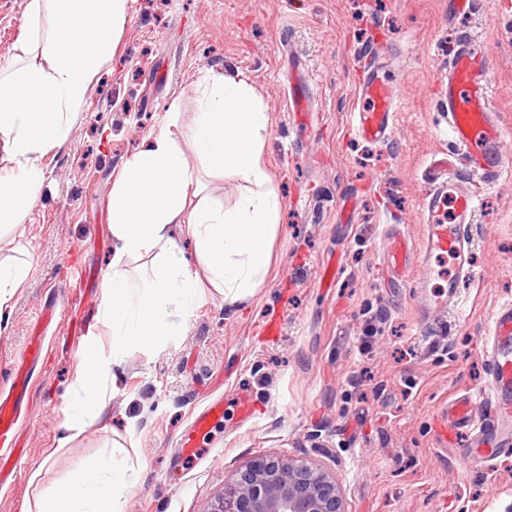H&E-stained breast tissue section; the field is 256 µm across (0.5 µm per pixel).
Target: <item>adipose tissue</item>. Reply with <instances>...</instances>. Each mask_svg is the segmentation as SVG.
Segmentation results:
<instances>
[{
  "mask_svg": "<svg viewBox=\"0 0 512 512\" xmlns=\"http://www.w3.org/2000/svg\"><path fill=\"white\" fill-rule=\"evenodd\" d=\"M127 9L128 0H27V33L15 44L12 63L0 66V147L15 165L0 176L1 225L26 222L38 200L41 161L65 142L123 31ZM270 124L243 73L212 71L191 124L181 127L168 117L126 161L112 185L115 245L99 306L112 345L82 364L69 430L82 431L89 413L103 408L128 345L168 347L174 334L169 309L191 314L200 278L230 306L265 283L282 206L263 159ZM185 139L204 168L238 184L233 208L202 196L181 148ZM177 225L194 241L193 260L179 256ZM146 255L150 267L131 274L130 261ZM130 478L127 464H89L67 482L40 490V512H115Z\"/></svg>",
  "mask_w": 512,
  "mask_h": 512,
  "instance_id": "adipose-tissue-1",
  "label": "adipose tissue"
}]
</instances>
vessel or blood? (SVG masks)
<instances>
[{
	"instance_id": "vessel-or-blood-1",
	"label": "vessel or blood",
	"mask_w": 512,
	"mask_h": 512,
	"mask_svg": "<svg viewBox=\"0 0 512 512\" xmlns=\"http://www.w3.org/2000/svg\"><path fill=\"white\" fill-rule=\"evenodd\" d=\"M438 82L445 96L448 133L453 152L435 154L423 172L428 190L422 198L424 235L413 245L403 235L386 236L381 247L395 272H403L417 261L435 257L449 259L445 278L447 296H432L437 307H456L461 279L472 272V256L466 233L477 209V196L467 188L460 168L484 184H496L512 158L502 148L504 133L489 94L490 72L486 49L475 42L457 43L447 71ZM402 79L389 75L379 57L371 63L358 86L353 109V128L365 141L389 142L396 123ZM40 339H31L22 362L12 366L5 385L0 386V462L20 467L23 453L15 448L23 402L31 383V366L43 357ZM488 368L486 386L471 390L442 404L436 411L437 437L441 444L461 448L464 474L484 472L491 461L512 453V306L502 305L491 315L489 336L482 348ZM483 412H476V405ZM224 418V402L210 401L198 411L190 428L176 441L183 457L197 455L209 445L212 433Z\"/></svg>"
}]
</instances>
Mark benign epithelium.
Listing matches in <instances>:
<instances>
[{
  "instance_id": "1",
  "label": "benign epithelium",
  "mask_w": 512,
  "mask_h": 512,
  "mask_svg": "<svg viewBox=\"0 0 512 512\" xmlns=\"http://www.w3.org/2000/svg\"><path fill=\"white\" fill-rule=\"evenodd\" d=\"M207 512H345L336 476L286 456L253 460L224 484Z\"/></svg>"
}]
</instances>
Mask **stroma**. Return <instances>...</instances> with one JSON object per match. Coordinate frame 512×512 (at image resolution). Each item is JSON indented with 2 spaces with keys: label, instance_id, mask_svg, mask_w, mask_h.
Returning a JSON list of instances; mask_svg holds the SVG:
<instances>
[{
  "label": "stroma",
  "instance_id": "stroma-1",
  "mask_svg": "<svg viewBox=\"0 0 512 512\" xmlns=\"http://www.w3.org/2000/svg\"><path fill=\"white\" fill-rule=\"evenodd\" d=\"M25 4L0 0V65L24 31ZM463 39L489 52L490 95L512 155V0L454 18L448 0H128L119 46L66 142L44 158L26 223L0 229V260L29 266L0 311V384L34 332L46 350L21 424L26 465L0 483V512H21L36 487L116 447L135 468L121 512H207L253 458L282 454L334 474L345 512H512V456L463 476L433 427L443 402L486 382L481 342L493 310L512 302V174L471 182L473 273L457 310L427 311L412 288L419 270L391 277L380 248L388 232L422 240V173L451 147L436 80ZM373 52L403 78L385 145L352 128L360 66ZM292 60L317 103L306 118L288 109ZM212 69L244 72L272 117L264 161L283 208L271 273L240 306L208 287L191 315L172 311L169 347L130 346L99 419L66 439L90 337L110 349L97 310L112 259V184L167 113L190 124ZM328 266L339 274L324 288ZM51 305L57 318L40 328ZM241 387L255 403L252 421L225 410L200 459L179 458L175 442L192 416Z\"/></svg>",
  "mask_w": 512,
  "mask_h": 512
}]
</instances>
